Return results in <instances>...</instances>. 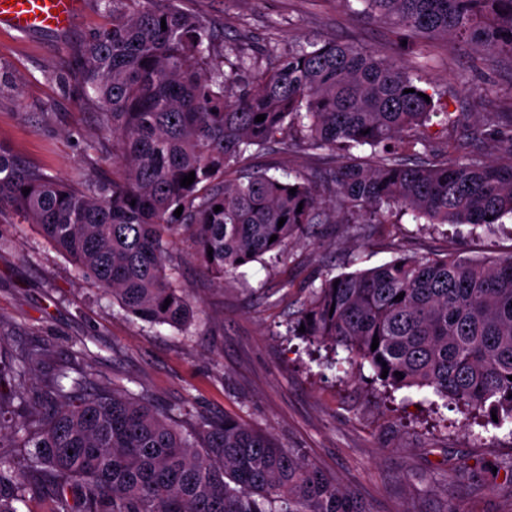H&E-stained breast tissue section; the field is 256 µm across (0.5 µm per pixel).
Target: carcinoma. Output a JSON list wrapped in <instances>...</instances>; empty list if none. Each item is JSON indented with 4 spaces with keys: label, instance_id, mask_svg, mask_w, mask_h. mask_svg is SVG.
Returning <instances> with one entry per match:
<instances>
[{
    "label": "carcinoma",
    "instance_id": "carcinoma-1",
    "mask_svg": "<svg viewBox=\"0 0 512 512\" xmlns=\"http://www.w3.org/2000/svg\"><path fill=\"white\" fill-rule=\"evenodd\" d=\"M97 2L112 24L74 51V76L112 140L118 176L63 180L0 146V209L37 225L129 315L173 328L193 320L189 294L167 271L176 222L193 229L196 259L222 286L314 224L361 236L403 211L490 231L512 214V136L503 137L499 113L471 136L507 157L487 160L460 144L430 152L429 124L466 115L449 118L404 63L354 43L309 41L250 81L256 61L245 40L223 39L180 0ZM358 2L355 13L408 37L413 53L440 37L489 61L512 59V0ZM295 146L370 153L309 177L245 166L253 148ZM192 171L194 182L180 185ZM287 327L344 347L395 390L427 387L512 421V254L491 263L403 255L326 277ZM44 358L38 348L0 356V512H18L39 487L51 490L53 512H368L336 480L232 418L187 429L86 371L69 386L61 370L35 388ZM16 400L29 417L14 416Z\"/></svg>",
    "mask_w": 512,
    "mask_h": 512
}]
</instances>
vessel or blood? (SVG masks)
Returning <instances> with one entry per match:
<instances>
[{
	"instance_id": "b4317fda",
	"label": "vessel or blood",
	"mask_w": 512,
	"mask_h": 512,
	"mask_svg": "<svg viewBox=\"0 0 512 512\" xmlns=\"http://www.w3.org/2000/svg\"><path fill=\"white\" fill-rule=\"evenodd\" d=\"M78 0H0V23L20 33L66 32Z\"/></svg>"
}]
</instances>
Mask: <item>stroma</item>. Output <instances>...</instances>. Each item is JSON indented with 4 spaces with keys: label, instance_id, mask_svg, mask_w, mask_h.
<instances>
[{
    "label": "stroma",
    "instance_id": "1",
    "mask_svg": "<svg viewBox=\"0 0 512 512\" xmlns=\"http://www.w3.org/2000/svg\"><path fill=\"white\" fill-rule=\"evenodd\" d=\"M184 10L220 23L226 38L247 35L259 66L309 38L353 42L404 60L449 112L512 110V67H491L480 52L436 45L437 60L404 56L392 28L353 14L346 0H181ZM109 17L97 0H79L63 34H21L0 25V146L68 178H111L112 144L100 139L96 112L69 70L72 54ZM336 152L260 153L252 168L303 174ZM187 226L170 236L168 270L199 306L177 330L128 315L111 294L79 277L33 224L0 222V351L45 348L47 380L58 366L90 371L200 424L229 416L271 435L350 488L369 512H512V473L491 462L512 456V430L486 425L470 408L418 388L389 391L368 364H346L344 349L308 345L287 332L291 313L321 280L373 268L402 255L495 259L512 254V217L494 233L449 224L425 228L411 215L378 224L364 237L339 225L315 226L278 259L264 258L245 279L218 285L195 258Z\"/></svg>",
    "mask_w": 512,
    "mask_h": 512
}]
</instances>
